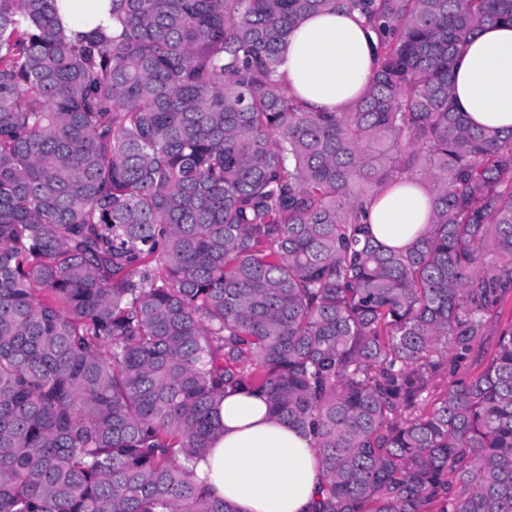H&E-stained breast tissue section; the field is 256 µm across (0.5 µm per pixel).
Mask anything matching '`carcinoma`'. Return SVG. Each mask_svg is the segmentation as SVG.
Here are the masks:
<instances>
[{
    "label": "carcinoma",
    "instance_id": "carcinoma-1",
    "mask_svg": "<svg viewBox=\"0 0 512 512\" xmlns=\"http://www.w3.org/2000/svg\"><path fill=\"white\" fill-rule=\"evenodd\" d=\"M0 0V512H232L188 464L227 391L310 433L312 512H512V131L454 66L512 0ZM356 12L345 112L277 78ZM419 177L405 249L363 221ZM451 378L425 410L433 380ZM57 6L67 35L88 33L97 26L112 33L110 0H58Z\"/></svg>",
    "mask_w": 512,
    "mask_h": 512
}]
</instances>
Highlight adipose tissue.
Instances as JSON below:
<instances>
[{"instance_id": "1", "label": "adipose tissue", "mask_w": 512, "mask_h": 512, "mask_svg": "<svg viewBox=\"0 0 512 512\" xmlns=\"http://www.w3.org/2000/svg\"><path fill=\"white\" fill-rule=\"evenodd\" d=\"M66 34L111 30L110 0H58ZM278 76L308 108L345 111L368 86L372 50L361 22L340 13L308 16L281 48ZM453 93L478 127L512 129V27L486 24L459 56ZM431 199L418 179H405L369 207L375 238L411 244L424 229ZM219 429L195 473L234 512H311L323 481L310 435L274 419L264 395L226 394L216 409Z\"/></svg>"}]
</instances>
